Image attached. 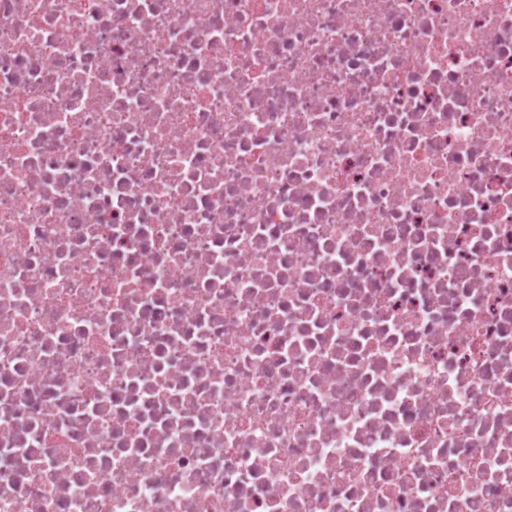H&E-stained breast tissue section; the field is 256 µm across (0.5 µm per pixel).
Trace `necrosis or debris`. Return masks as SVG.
Masks as SVG:
<instances>
[{"mask_svg":"<svg viewBox=\"0 0 512 512\" xmlns=\"http://www.w3.org/2000/svg\"><path fill=\"white\" fill-rule=\"evenodd\" d=\"M0 512H512V0H0Z\"/></svg>","mask_w":512,"mask_h":512,"instance_id":"1","label":"necrosis or debris"}]
</instances>
